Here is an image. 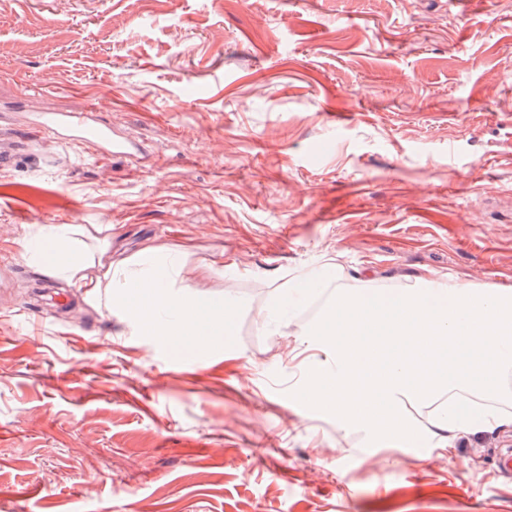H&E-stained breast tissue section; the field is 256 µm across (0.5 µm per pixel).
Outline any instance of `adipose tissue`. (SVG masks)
<instances>
[{"mask_svg": "<svg viewBox=\"0 0 512 512\" xmlns=\"http://www.w3.org/2000/svg\"><path fill=\"white\" fill-rule=\"evenodd\" d=\"M48 242L38 254L43 273L78 280L87 297L121 281L129 319L152 336L179 334L203 343L216 333V320L170 289L181 264L163 247L140 252L153 265L132 274L127 261L112 257L103 240L84 257L70 229L46 225ZM326 294L320 317L299 329L289 320L266 315L265 331L294 330L300 348L328 358V373L305 376L307 403L333 412L338 424L358 426L388 441L414 440L419 429L413 409L429 412L430 434L439 447H452L461 431L512 422L504 375L512 366V286L477 287L429 276L411 286L381 290L372 271L350 274L326 262L321 272L305 273Z\"/></svg>", "mask_w": 512, "mask_h": 512, "instance_id": "1", "label": "adipose tissue"}]
</instances>
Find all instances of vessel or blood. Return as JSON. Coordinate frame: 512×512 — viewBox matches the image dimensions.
Here are the masks:
<instances>
[{
	"label": "vessel or blood",
	"mask_w": 512,
	"mask_h": 512,
	"mask_svg": "<svg viewBox=\"0 0 512 512\" xmlns=\"http://www.w3.org/2000/svg\"><path fill=\"white\" fill-rule=\"evenodd\" d=\"M30 127L39 133L80 142L96 154L128 158L140 154L135 143L117 136L106 124L84 111L44 112L33 119Z\"/></svg>",
	"instance_id": "vessel-or-blood-1"
}]
</instances>
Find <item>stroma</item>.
Listing matches in <instances>:
<instances>
[{
    "label": "stroma",
    "instance_id": "stroma-1",
    "mask_svg": "<svg viewBox=\"0 0 512 512\" xmlns=\"http://www.w3.org/2000/svg\"><path fill=\"white\" fill-rule=\"evenodd\" d=\"M84 107L141 157L26 125ZM1 131L0 512H512V424L342 427L258 318L329 259L512 286V0H0ZM69 224L177 255L212 348L44 275Z\"/></svg>",
    "mask_w": 512,
    "mask_h": 512
}]
</instances>
